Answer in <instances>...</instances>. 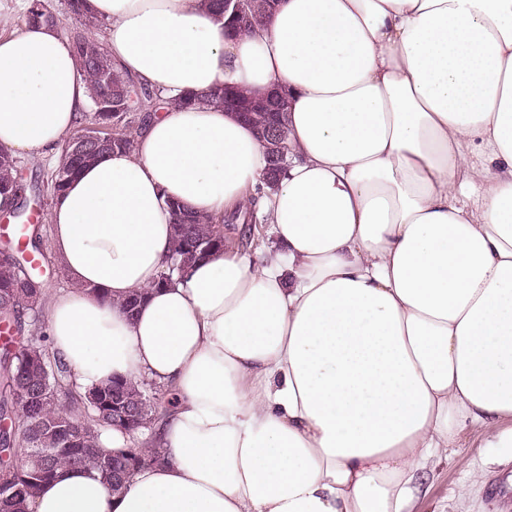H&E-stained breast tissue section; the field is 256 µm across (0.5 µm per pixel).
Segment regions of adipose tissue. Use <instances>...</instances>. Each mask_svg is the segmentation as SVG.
Segmentation results:
<instances>
[{
    "mask_svg": "<svg viewBox=\"0 0 512 512\" xmlns=\"http://www.w3.org/2000/svg\"><path fill=\"white\" fill-rule=\"evenodd\" d=\"M87 4L170 100L281 90L291 157L267 189L251 125L170 103L54 198L49 334L77 389L146 377L179 402L124 491L65 465L32 512H414L462 439L512 448V0H282L232 39L209 0ZM89 103L56 29L0 37L1 148L58 154ZM169 199L280 248L160 285Z\"/></svg>",
    "mask_w": 512,
    "mask_h": 512,
    "instance_id": "obj_1",
    "label": "adipose tissue"
}]
</instances>
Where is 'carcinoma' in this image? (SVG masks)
I'll return each instance as SVG.
<instances>
[{"instance_id":"carcinoma-1","label":"carcinoma","mask_w":512,"mask_h":512,"mask_svg":"<svg viewBox=\"0 0 512 512\" xmlns=\"http://www.w3.org/2000/svg\"><path fill=\"white\" fill-rule=\"evenodd\" d=\"M280 0H211L218 20L229 36L251 29L270 16ZM67 13L79 27L67 32L81 74L91 89L92 105L81 113L78 132L95 134L78 153L67 142L60 164L50 174V196L60 194L82 167L104 152L130 150L134 132L158 111V91L120 71L102 43L93 36L103 20L91 15L87 0H66ZM55 15L50 4L37 0L25 14V24H41L45 15ZM234 100L237 113L256 129L265 146L267 168L264 182L275 188L288 167L286 103L281 96L249 97L236 88H219L201 98L185 93L179 105L203 100L224 105ZM25 192L21 162L0 150V194L13 197L14 205ZM173 215V238L166 257V279L184 275L197 261L221 254L228 240L208 220L188 206L167 200ZM31 262L11 250L0 251V321L19 335L0 343V512H30V500L63 464L98 473L108 488L121 491L136 469L161 459V451L146 443L114 451L103 446L105 430L117 429L130 442L150 432L157 416L166 415L172 398L161 386L115 378L88 388L81 395L82 409L60 404L64 389L73 385L70 369L45 344L42 330L44 293L30 272ZM135 410L138 426L112 422V403Z\"/></svg>"}]
</instances>
